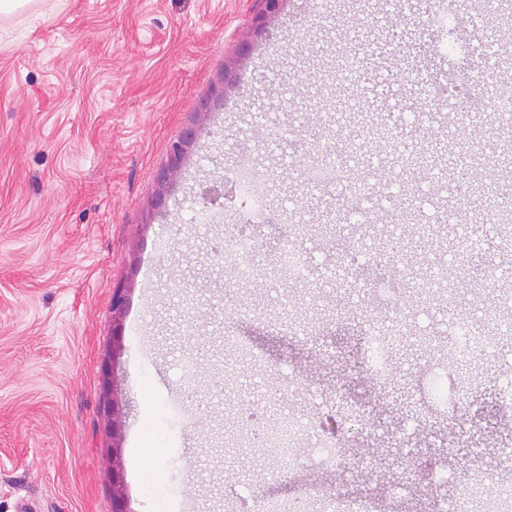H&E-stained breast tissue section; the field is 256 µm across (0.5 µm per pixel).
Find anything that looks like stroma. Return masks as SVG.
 I'll list each match as a JSON object with an SVG mask.
<instances>
[{
	"label": "stroma",
	"mask_w": 512,
	"mask_h": 512,
	"mask_svg": "<svg viewBox=\"0 0 512 512\" xmlns=\"http://www.w3.org/2000/svg\"><path fill=\"white\" fill-rule=\"evenodd\" d=\"M473 10L460 0L444 27L432 26L421 0L388 12L382 0H287L276 15L266 0H33L0 15V512H112L116 474L130 512H148L138 448L158 459L156 482L190 512H245L266 496L306 492L366 498L372 512H437L458 476L505 479L497 450L512 447V407L499 393L512 379V335L450 421L422 394L426 374L447 368V346L397 351L384 385L363 348L377 301L437 332L455 302L421 304L402 254H359L348 281L323 282L346 244L386 232L409 204L436 231L435 261L448 258L446 221L469 217L472 298L497 299L512 247L489 235L496 210L431 185L377 146L350 153L361 136L342 96L313 87L330 59L375 43L358 110L428 153L444 151L452 132L493 142L486 85L465 90L479 110L460 98L455 111L436 112L420 78L457 71L476 32L482 71L512 90L501 78L512 71V39L485 16L461 23ZM259 114L280 130L279 145L255 125ZM190 128L197 143L160 188L170 149ZM316 142L343 156L348 173L369 163L400 187L377 181L357 209L342 189L311 187L296 171L299 156L320 163L309 153ZM244 156L272 175L264 222L243 221L234 195L198 222L202 186L233 179ZM291 222L328 227L298 243L307 279L274 274L254 286L225 267L226 234H251L267 266ZM243 302L259 309L236 324L258 365L224 347V317ZM285 308L302 310L312 329L290 334ZM263 378L297 381L281 408L311 421L315 437L339 438L338 464L269 479L273 459L232 431L240 402L265 407L255 386ZM340 391L362 403L360 429L337 421Z\"/></svg>",
	"instance_id": "1"
}]
</instances>
